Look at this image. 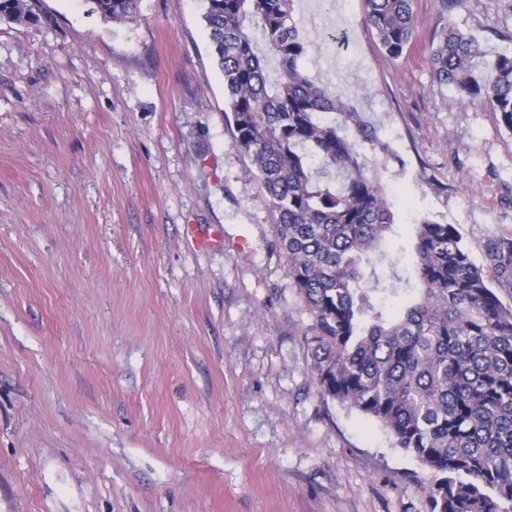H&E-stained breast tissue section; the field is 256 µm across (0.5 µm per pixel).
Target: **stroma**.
<instances>
[{
  "label": "stroma",
  "mask_w": 512,
  "mask_h": 512,
  "mask_svg": "<svg viewBox=\"0 0 512 512\" xmlns=\"http://www.w3.org/2000/svg\"><path fill=\"white\" fill-rule=\"evenodd\" d=\"M0 20V512H430L377 422L320 396L312 323L224 119L204 0ZM399 59L363 0H296L307 71L378 129L395 214L512 233V132L436 82L454 23L512 50V0H414ZM221 234L219 246L197 241ZM93 11L110 22L135 21L141 14L142 0H89Z\"/></svg>",
  "instance_id": "stroma-1"
}]
</instances>
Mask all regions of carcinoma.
<instances>
[{"label":"carcinoma","mask_w":512,"mask_h":512,"mask_svg":"<svg viewBox=\"0 0 512 512\" xmlns=\"http://www.w3.org/2000/svg\"><path fill=\"white\" fill-rule=\"evenodd\" d=\"M90 2L110 22L141 14L142 0ZM412 2L364 0L393 59L414 38ZM2 18L36 14L29 0H0ZM204 21L226 122L313 320L318 393L379 423L429 471L430 512H512V236L488 238L478 264L454 225L424 216L412 267L399 272L382 249L394 224L387 191L362 152L389 148L363 113L303 71L309 43L293 0H207ZM431 62L439 84L512 131V51L450 21Z\"/></svg>","instance_id":"1"}]
</instances>
